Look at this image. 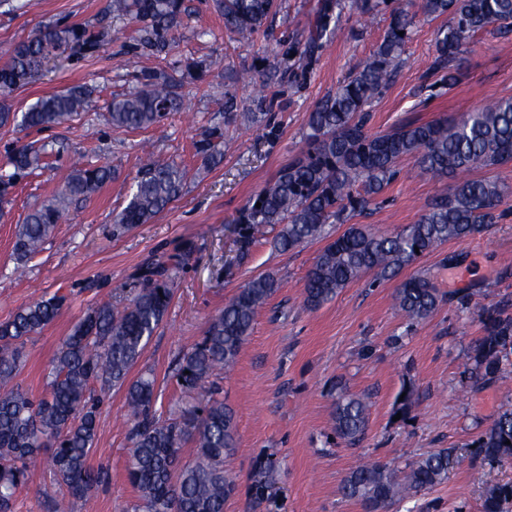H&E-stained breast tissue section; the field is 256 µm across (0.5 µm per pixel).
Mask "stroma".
Instances as JSON below:
<instances>
[{
  "mask_svg": "<svg viewBox=\"0 0 512 512\" xmlns=\"http://www.w3.org/2000/svg\"><path fill=\"white\" fill-rule=\"evenodd\" d=\"M16 10L0 6V65L12 49L43 25L62 21L106 32L91 57L62 55L18 86L9 98L21 112L38 98L75 84L93 87L86 112L74 121L41 132L0 128V165L23 143L52 146L45 168L23 178L0 215V321L42 296L67 295L58 318L26 343V365L17 381L41 395L57 349L92 302L125 306L134 296L135 274L145 263L173 255L184 242L193 252L174 287L169 312L130 371L152 370L156 407L163 417L179 416L185 397L175 379V359L200 342L210 319L250 279L274 274L280 287L256 314L236 363L221 372L220 396L232 408L237 444L224 461L238 478V492L224 512H365L344 499L347 473L367 460L397 467L442 448L456 457L448 477L432 490L395 502L388 512H482L491 484L512 485V460L491 463L474 450V440L512 402V366L490 380H475L466 362L484 335V308L512 313V162L478 169V176L505 187L500 218L482 235L451 240L398 276L363 275L321 307L306 306L304 280L322 242L288 253L262 238L245 256L237 254L235 219L247 200L269 182L303 145L307 115L367 59L381 41L388 11L371 25L343 9L330 23L315 64L276 79V101L266 127L230 128L224 162L208 169L192 144L210 124L224 119V92L233 90L238 109L250 111V89L224 81L225 70L261 75L281 67L286 51L304 44L320 0H282L251 41L227 33L212 0H183L184 23L170 60L140 54L134 27L113 23L109 0H18ZM449 16L416 13L402 62L389 85L366 105L369 128L389 132L401 124L438 118L458 119L491 98H512V31L491 27L478 32L461 55L455 85H444L431 69L437 29ZM206 65L185 111L165 124L124 131L106 122L108 105L136 88L146 68L168 70L171 60ZM153 153L186 166L189 180L181 196L150 223L116 235L112 225L124 208L141 156ZM111 166L110 183L89 199L69 205L42 251L17 275L13 243L17 224L33 207L52 197L75 157ZM399 172L368 210L351 216L354 224L393 234L415 223L429 205L449 192V176L421 173L415 157L403 158ZM422 273L442 299L425 320L408 323L395 309L401 280ZM365 397L369 404L364 439L350 446L332 431L339 390ZM125 392L114 389L100 409L90 465L108 478L72 512H126L137 493L127 478L131 442ZM274 456L280 465L277 503L254 504L249 496L257 459ZM61 488L46 461L29 473L15 512H53Z\"/></svg>",
  "mask_w": 512,
  "mask_h": 512,
  "instance_id": "stroma-1",
  "label": "stroma"
}]
</instances>
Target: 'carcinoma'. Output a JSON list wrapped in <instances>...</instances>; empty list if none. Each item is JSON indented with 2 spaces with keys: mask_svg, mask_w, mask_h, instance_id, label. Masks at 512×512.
<instances>
[{
  "mask_svg": "<svg viewBox=\"0 0 512 512\" xmlns=\"http://www.w3.org/2000/svg\"><path fill=\"white\" fill-rule=\"evenodd\" d=\"M385 0H350L360 16H375ZM112 21L137 24L136 49L148 56L169 51L182 25L181 0H110ZM224 29L240 41H249L266 19L276 13L278 0H214ZM340 0H322L315 34L299 53L311 64L322 48L324 33ZM427 16H452V24L438 29L433 68L453 86L459 55L479 31L490 26H512V0H421ZM412 16L396 7L381 42L371 56L336 90L323 97L308 113L305 147L260 191L249 198L236 218L241 250L275 229L272 247L288 252L300 245L327 238V227L364 211L374 196L393 180L397 163L417 157L424 172L450 175L457 181L437 198L414 224L394 235H381L370 226L352 224L328 241L308 270L305 302L317 308L332 299L367 271L389 277L453 239L481 234L498 221L497 202L503 187L488 178H463L478 168L512 161V98L487 102L459 120L409 121L387 133L366 129L365 105L393 78L409 39ZM104 37L78 25L54 23L14 48L0 68V93L6 95L43 66L61 48L90 56ZM191 67L176 78L146 69L136 91L112 98L108 122L116 129L138 130L156 126L182 110L186 79ZM267 76L259 80L252 99L254 112L237 111L236 96L224 95V124L210 125L193 142L203 165L220 161L224 133L229 126L259 128L267 122L274 99ZM92 90L76 84L46 96L18 114L0 103V127L13 125L44 130L73 120L91 98ZM46 146L15 148L0 167V204L10 203L17 182L44 167ZM106 166L75 162L56 196L32 209L17 225L14 253L24 262L37 254L69 202L88 198L111 181ZM186 167L150 155L141 158L130 199L116 218L117 233L150 223L183 192ZM192 253L188 242L176 254V264L151 262L138 273L139 289L123 308L112 302L87 307L56 353L44 393L38 397L14 383L25 366V342L59 315L67 302L64 294L42 297L0 321V512H11L14 499L27 484L29 465L49 454L57 483L65 489L55 501V512H69L67 500L80 498L105 480L88 463L97 434L102 397L114 388L125 390L133 448L128 474L138 492L131 512H224V503L236 490V477L224 469V457L235 447L234 413L218 398V372L235 364L249 336L257 310L278 288V279L262 274L240 289L215 315L206 335L176 364V377L192 402L180 416L163 420L157 414L154 381L128 379L144 347L168 313L174 284ZM396 306L412 321L432 315L439 291L429 277L417 274L396 290ZM483 336L468 357L472 374L491 378L501 361L512 354V316L496 306L484 310ZM368 405L347 391L336 397L334 432L353 443L367 428ZM190 440L196 459L184 463L182 444ZM490 462L512 459V404L501 408L492 425L476 440ZM453 463L452 451L440 449L419 457L401 470L374 461L354 468L341 484L342 495L381 512L392 503L429 490L443 482ZM278 467L266 456L257 461L252 477V501L261 504L277 492ZM512 485H490L483 494V512H509Z\"/></svg>",
  "mask_w": 512,
  "mask_h": 512,
  "instance_id": "obj_1",
  "label": "carcinoma"
}]
</instances>
